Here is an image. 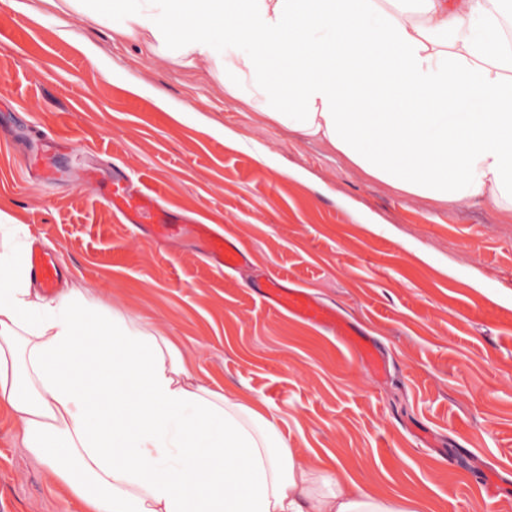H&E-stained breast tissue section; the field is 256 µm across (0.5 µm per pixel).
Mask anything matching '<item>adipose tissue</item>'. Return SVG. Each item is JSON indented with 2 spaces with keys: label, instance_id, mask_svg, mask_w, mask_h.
Returning a JSON list of instances; mask_svg holds the SVG:
<instances>
[{
  "label": "adipose tissue",
  "instance_id": "ef3b65f1",
  "mask_svg": "<svg viewBox=\"0 0 512 512\" xmlns=\"http://www.w3.org/2000/svg\"><path fill=\"white\" fill-rule=\"evenodd\" d=\"M501 0H98L124 37L374 181L512 223V41ZM194 21L192 32L175 28ZM223 46H216V33ZM0 223V408L48 487L83 512H419L298 457L175 340L64 282L34 288Z\"/></svg>",
  "mask_w": 512,
  "mask_h": 512
}]
</instances>
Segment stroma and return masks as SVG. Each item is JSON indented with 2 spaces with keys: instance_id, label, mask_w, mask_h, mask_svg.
Wrapping results in <instances>:
<instances>
[{
  "instance_id": "obj_1",
  "label": "stroma",
  "mask_w": 512,
  "mask_h": 512,
  "mask_svg": "<svg viewBox=\"0 0 512 512\" xmlns=\"http://www.w3.org/2000/svg\"><path fill=\"white\" fill-rule=\"evenodd\" d=\"M138 82L167 110L132 95ZM224 127L248 150L226 146ZM293 166L308 184L284 176ZM119 170L231 236L248 265L224 273L191 236L133 232L100 196ZM337 191L376 224L352 221ZM0 211L46 243L63 278L178 337L205 383L260 398L299 456L423 512H512V224L489 210H438L365 178L225 100L207 64L146 55L111 20L65 38L38 0H0ZM263 274L335 308L385 371L270 310ZM0 512H80L47 491L1 411Z\"/></svg>"
}]
</instances>
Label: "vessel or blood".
<instances>
[{"mask_svg":"<svg viewBox=\"0 0 512 512\" xmlns=\"http://www.w3.org/2000/svg\"><path fill=\"white\" fill-rule=\"evenodd\" d=\"M158 198L159 194L155 191L130 190L128 178L124 175L113 178L102 192L103 201L124 223L136 229H146L154 239L163 241L172 236L181 219L174 211L161 208ZM194 233L217 267L234 270L246 262L245 253L210 225H195ZM30 265L32 278L38 285L54 288L60 276V267L41 245L33 246ZM264 289L270 306L304 322L328 328L343 343L353 347L364 361L374 368H381L382 359L374 341L361 335L334 309L320 304L304 290L288 287L275 278L268 279Z\"/></svg>","mask_w":512,"mask_h":512,"instance_id":"b4317fda","label":"vessel or blood"}]
</instances>
